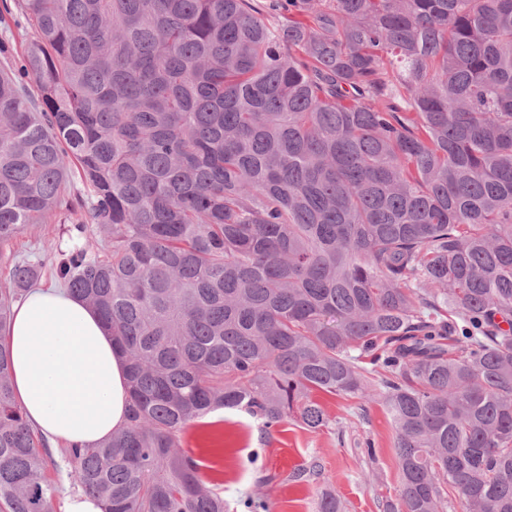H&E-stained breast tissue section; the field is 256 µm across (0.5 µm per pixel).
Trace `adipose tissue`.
Returning <instances> with one entry per match:
<instances>
[{"instance_id": "adipose-tissue-1", "label": "adipose tissue", "mask_w": 512, "mask_h": 512, "mask_svg": "<svg viewBox=\"0 0 512 512\" xmlns=\"http://www.w3.org/2000/svg\"><path fill=\"white\" fill-rule=\"evenodd\" d=\"M6 342L14 399L51 444L93 447L123 425L125 361L97 313L66 288L33 289L16 306Z\"/></svg>"}]
</instances>
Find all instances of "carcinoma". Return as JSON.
<instances>
[{"mask_svg": "<svg viewBox=\"0 0 512 512\" xmlns=\"http://www.w3.org/2000/svg\"><path fill=\"white\" fill-rule=\"evenodd\" d=\"M14 7L37 41L0 69V334L48 262L129 380L125 426L62 451L72 485L103 512H226L189 422L320 430L314 393L377 383L391 512H512V0ZM55 215L76 241L3 252ZM10 379L0 340V512H50L60 465Z\"/></svg>", "mask_w": 512, "mask_h": 512, "instance_id": "obj_1", "label": "carcinoma"}]
</instances>
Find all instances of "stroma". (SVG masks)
Listing matches in <instances>:
<instances>
[{"label":"stroma","instance_id":"obj_1","mask_svg":"<svg viewBox=\"0 0 512 512\" xmlns=\"http://www.w3.org/2000/svg\"><path fill=\"white\" fill-rule=\"evenodd\" d=\"M65 230L56 220L35 225L10 249L37 259L43 244L65 240ZM317 399L329 427L312 431L291 421L268 430L245 412L218 410L189 424L180 446L202 462L205 481L223 489L227 512H246L258 493L271 512H317L324 489L336 494L344 512H389L401 469L382 388L362 400L323 393Z\"/></svg>","mask_w":512,"mask_h":512}]
</instances>
